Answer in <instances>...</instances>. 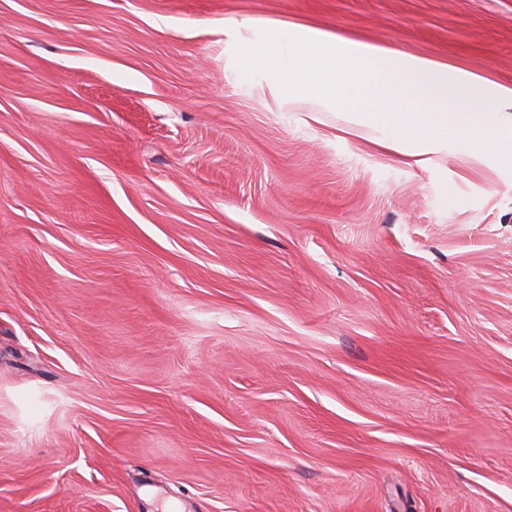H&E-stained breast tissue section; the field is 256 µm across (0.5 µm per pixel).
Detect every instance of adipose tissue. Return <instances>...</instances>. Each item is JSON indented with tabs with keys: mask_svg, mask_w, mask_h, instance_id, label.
I'll use <instances>...</instances> for the list:
<instances>
[{
	"mask_svg": "<svg viewBox=\"0 0 512 512\" xmlns=\"http://www.w3.org/2000/svg\"><path fill=\"white\" fill-rule=\"evenodd\" d=\"M254 22L237 23L241 67L264 74L284 103L309 100L331 109L365 86V103L347 120L373 128L374 111L385 114L377 143L405 162L425 165L445 151L448 130H456L468 155L493 153L512 163V87L458 70L394 46L353 40L318 28L271 29L253 41Z\"/></svg>",
	"mask_w": 512,
	"mask_h": 512,
	"instance_id": "1",
	"label": "adipose tissue"
}]
</instances>
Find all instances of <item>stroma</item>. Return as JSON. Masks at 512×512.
Segmentation results:
<instances>
[{
  "instance_id": "35a3bbf8",
  "label": "stroma",
  "mask_w": 512,
  "mask_h": 512,
  "mask_svg": "<svg viewBox=\"0 0 512 512\" xmlns=\"http://www.w3.org/2000/svg\"><path fill=\"white\" fill-rule=\"evenodd\" d=\"M242 18L512 87V0H0V512H512V164L279 104Z\"/></svg>"
}]
</instances>
